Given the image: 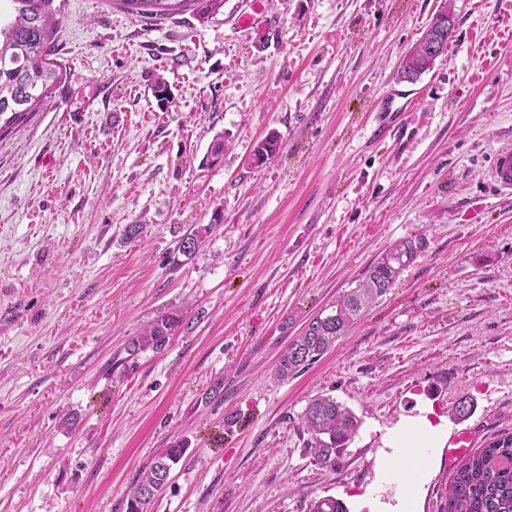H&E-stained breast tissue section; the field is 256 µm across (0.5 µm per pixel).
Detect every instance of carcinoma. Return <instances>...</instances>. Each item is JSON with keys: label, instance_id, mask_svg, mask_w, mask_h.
<instances>
[{"label": "carcinoma", "instance_id": "1", "mask_svg": "<svg viewBox=\"0 0 512 512\" xmlns=\"http://www.w3.org/2000/svg\"><path fill=\"white\" fill-rule=\"evenodd\" d=\"M51 0H0V117L9 114L0 126L12 129L36 110L63 80L62 68L53 61L59 18L50 7ZM125 10L142 17L162 19L173 11V3L194 0H117ZM454 16L449 0H443L420 40L404 55L400 77L416 78L431 70L440 57L434 49L442 41L448 49L454 27L438 26ZM280 149L279 137L271 133L254 148L253 161L262 165ZM220 224V216L183 237L180 253L189 258L205 238ZM427 242L414 236L400 240L369 265L355 286L343 291L336 300L311 319L288 346L276 365L281 379L292 378L329 351L376 301L387 295L401 273L425 252ZM183 324L177 311L163 314L128 339L124 352L128 361L146 349L163 350ZM361 421L335 398L320 395L312 399L300 416V427L310 437L308 450L313 462L325 468L336 467V458L358 434ZM190 444L180 440L160 449L140 469L126 496V512H152L166 470L176 465ZM306 512H347L343 502L333 496L315 497ZM441 512H512V432H502L483 448L465 457L453 472L448 495Z\"/></svg>", "mask_w": 512, "mask_h": 512}]
</instances>
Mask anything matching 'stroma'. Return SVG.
Listing matches in <instances>:
<instances>
[{"mask_svg": "<svg viewBox=\"0 0 512 512\" xmlns=\"http://www.w3.org/2000/svg\"><path fill=\"white\" fill-rule=\"evenodd\" d=\"M441 2L221 0L154 20L53 0L67 79L0 137V512H125L142 465L183 438L153 512H306L327 495L358 512L362 495L393 501L387 433L420 410L476 449L512 432V196L486 179L512 143V0H451L447 55L401 80ZM398 91L415 108L375 137ZM220 132L230 145L205 166ZM272 132L279 153L253 166ZM415 235L428 248L392 291L276 378L307 322ZM173 309L162 351L113 367ZM321 394L362 421L332 469L299 427ZM442 450L425 451L415 512L445 500ZM212 221L207 225H202L194 233L188 234L181 239L178 249L183 256L189 258L196 253L205 238L221 223L220 216H214Z\"/></svg>", "mask_w": 512, "mask_h": 512, "instance_id": "stroma-1", "label": "stroma"}]
</instances>
